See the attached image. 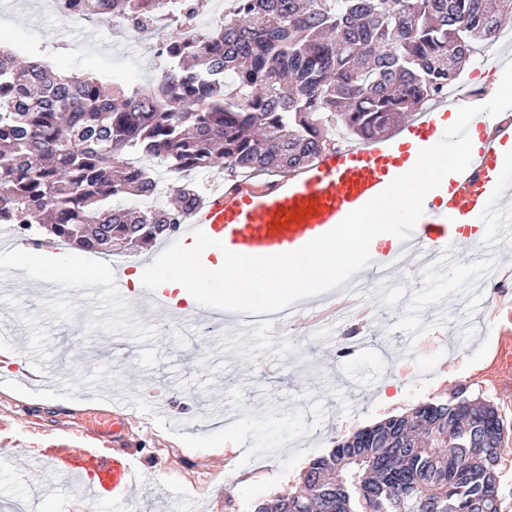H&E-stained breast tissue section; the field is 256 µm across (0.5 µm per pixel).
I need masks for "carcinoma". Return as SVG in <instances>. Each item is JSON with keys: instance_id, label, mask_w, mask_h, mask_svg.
Listing matches in <instances>:
<instances>
[{"instance_id": "carcinoma-1", "label": "carcinoma", "mask_w": 512, "mask_h": 512, "mask_svg": "<svg viewBox=\"0 0 512 512\" xmlns=\"http://www.w3.org/2000/svg\"><path fill=\"white\" fill-rule=\"evenodd\" d=\"M85 18L144 27L136 0H74ZM203 39L153 29L163 62L148 88L62 73L0 48V224H45L64 246L134 253L175 235L202 206L194 175H281L336 146L397 127L458 81L512 17V0H231ZM157 160L174 204L147 214L115 208L156 185ZM439 425L447 446L375 431ZM498 408L460 387L414 416H392L311 460L307 490L285 512H500L495 457L472 431L503 434Z\"/></svg>"}]
</instances>
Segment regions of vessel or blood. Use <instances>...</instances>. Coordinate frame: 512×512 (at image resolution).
<instances>
[{"label": "vessel or blood", "mask_w": 512, "mask_h": 512, "mask_svg": "<svg viewBox=\"0 0 512 512\" xmlns=\"http://www.w3.org/2000/svg\"><path fill=\"white\" fill-rule=\"evenodd\" d=\"M447 109V103L436 104L417 113L395 135L323 153L309 166L279 179L261 184L241 180L214 189L208 203L182 225L179 240L158 243L154 258L179 260L184 248L194 244L197 228L243 255L298 250L402 175L403 140H414L419 150L439 142L445 127L438 115ZM471 123L480 129L492 128L488 147L469 155L456 171L448 195L425 197L424 214L407 241L371 243V263L352 276V283L367 287L393 269L424 260L447 262L461 224L476 243L493 245L512 238V171L500 163L494 149L495 144L512 143V121L495 124L490 116L479 114ZM40 285L55 295L74 290L91 301L99 295L102 281L87 278L75 283L64 276L45 277ZM42 459L53 476L83 480L87 500L126 502L141 480L132 459L95 448H50Z\"/></svg>", "instance_id": "b4317fda"}]
</instances>
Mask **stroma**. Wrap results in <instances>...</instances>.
Here are the masks:
<instances>
[{
	"label": "stroma",
	"instance_id": "35a3bbf8",
	"mask_svg": "<svg viewBox=\"0 0 512 512\" xmlns=\"http://www.w3.org/2000/svg\"><path fill=\"white\" fill-rule=\"evenodd\" d=\"M0 43L23 59L112 82L135 74L149 86L160 60L134 32L76 23L42 0H0ZM445 269L398 270L390 288L365 295L367 338L333 357L343 326L306 317L270 336L227 325L203 332L178 314L140 313L134 298L104 289L97 307L76 293L34 295L40 268L0 291V317L15 330L16 360L0 369V512L52 488V512H252L255 502L299 490L298 472L387 417L446 399L453 386L499 402L482 371L481 305L501 294L482 273L512 272V242L501 251L466 241ZM125 419V453L142 481L124 508L84 506L77 482H60L36 458L66 442L108 449L98 426L112 408ZM241 428L224 439L225 420Z\"/></svg>",
	"mask_w": 512,
	"mask_h": 512
}]
</instances>
